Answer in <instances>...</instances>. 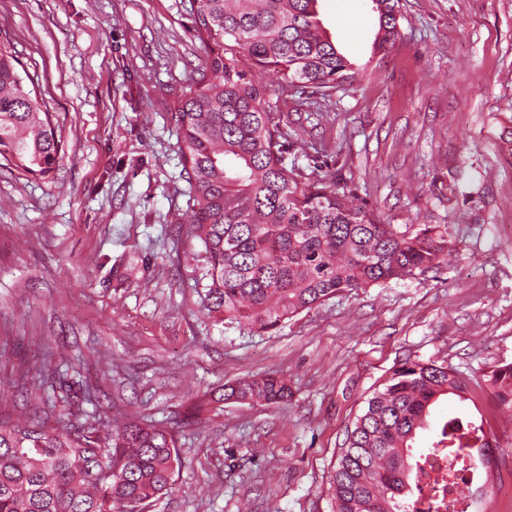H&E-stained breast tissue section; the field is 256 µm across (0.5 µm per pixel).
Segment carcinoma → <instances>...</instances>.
Returning a JSON list of instances; mask_svg holds the SVG:
<instances>
[{
    "instance_id": "cac0c4a2",
    "label": "carcinoma",
    "mask_w": 512,
    "mask_h": 512,
    "mask_svg": "<svg viewBox=\"0 0 512 512\" xmlns=\"http://www.w3.org/2000/svg\"><path fill=\"white\" fill-rule=\"evenodd\" d=\"M319 0H188L201 56L187 91L165 103L180 138L189 185V236L203 244L210 317L265 332L342 292L437 269L446 232L400 230L353 201L339 171L303 175L288 166L278 99L311 105L352 87L360 71L322 28ZM374 50L394 47L402 0H371ZM0 35V156L47 176L61 159L52 114L27 88ZM278 77L259 84L250 68ZM487 382L512 404V363ZM469 385L445 364L407 360L367 400L347 430L330 479L333 512H409L432 456H448V483L464 477L474 450L491 461L484 423L451 416L432 447L414 454L417 431L444 395L467 400ZM288 380L273 375L224 385L220 401L285 403ZM182 461L175 435L128 417L121 424L84 411L48 426L14 416L0 400V512H141L172 491Z\"/></svg>"
}]
</instances>
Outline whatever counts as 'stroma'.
<instances>
[{
    "label": "stroma",
    "instance_id": "obj_1",
    "mask_svg": "<svg viewBox=\"0 0 512 512\" xmlns=\"http://www.w3.org/2000/svg\"><path fill=\"white\" fill-rule=\"evenodd\" d=\"M371 0H320L362 69L325 102L280 100L288 162L340 171L388 223L441 224L439 269L343 292L276 329L204 316L207 260L186 233L188 184L172 113L198 63L187 0H0L52 112L63 157L48 176L0 157V375L9 408L46 422L42 396L96 390L98 410L163 422L182 467L144 512H332L347 426L406 359L470 381L433 406L485 419L495 479L482 512H512V409L483 378L512 363V0H403L400 38L373 55ZM287 379V402L215 404L225 383ZM202 412H195V404Z\"/></svg>",
    "mask_w": 512,
    "mask_h": 512
}]
</instances>
